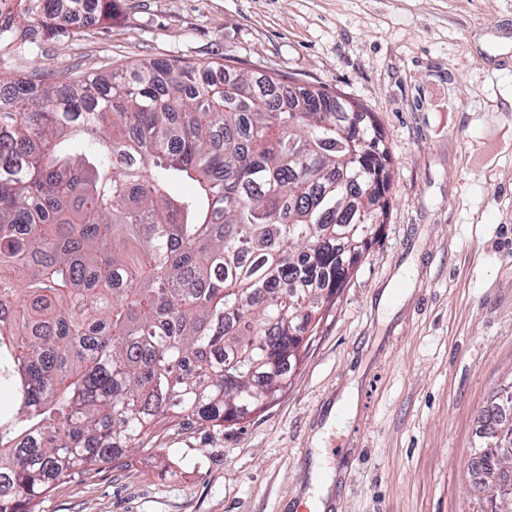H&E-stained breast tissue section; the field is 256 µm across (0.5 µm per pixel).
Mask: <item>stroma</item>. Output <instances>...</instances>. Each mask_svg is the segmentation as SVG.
Returning a JSON list of instances; mask_svg holds the SVG:
<instances>
[{"label": "stroma", "instance_id": "35a3bbf8", "mask_svg": "<svg viewBox=\"0 0 512 512\" xmlns=\"http://www.w3.org/2000/svg\"><path fill=\"white\" fill-rule=\"evenodd\" d=\"M180 59L341 92L390 151L389 212L288 386L224 429L157 426L39 512H471L467 463L512 377V0H114L18 72Z\"/></svg>", "mask_w": 512, "mask_h": 512}]
</instances>
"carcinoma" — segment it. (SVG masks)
<instances>
[{
	"mask_svg": "<svg viewBox=\"0 0 512 512\" xmlns=\"http://www.w3.org/2000/svg\"><path fill=\"white\" fill-rule=\"evenodd\" d=\"M112 0H0L59 40ZM388 148L325 88L219 62L110 71L0 66V512L127 465L160 423L224 427L272 401L314 342L375 224ZM187 181L196 192L171 193ZM512 392L471 453L475 512H512Z\"/></svg>",
	"mask_w": 512,
	"mask_h": 512,
	"instance_id": "obj_1",
	"label": "carcinoma"
}]
</instances>
